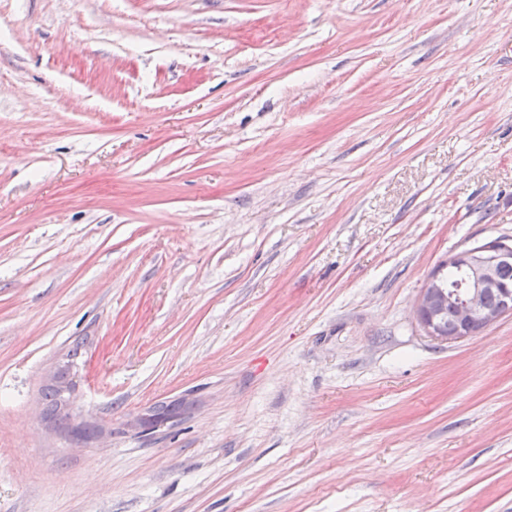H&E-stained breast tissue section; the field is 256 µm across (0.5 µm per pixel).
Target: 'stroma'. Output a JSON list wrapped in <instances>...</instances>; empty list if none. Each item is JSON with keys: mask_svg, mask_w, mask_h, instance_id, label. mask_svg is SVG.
Wrapping results in <instances>:
<instances>
[{"mask_svg": "<svg viewBox=\"0 0 512 512\" xmlns=\"http://www.w3.org/2000/svg\"><path fill=\"white\" fill-rule=\"evenodd\" d=\"M493 239L512 0H0V512H512ZM454 264L466 268L470 276V288L464 298L457 295L445 286L444 270L446 266L439 267L428 278L421 288L417 299L415 313L427 336L433 339L451 343L469 336L470 328L474 324H481L485 328L493 325L501 318L512 313V304L509 301L500 306L506 294L502 288L512 289V245L503 240H492L464 249L448 259L447 265ZM510 267H504V266ZM504 267L503 269H501ZM501 269L498 278V271ZM498 280L500 285L498 287ZM496 287V288H493ZM483 288L485 301H483ZM447 305L448 309L445 311ZM444 313L446 326L439 320ZM475 325L472 334L480 332L484 327ZM67 376H69V368H61L55 376L54 384H51L46 388V397L50 399L47 413L54 418L67 419L69 416V400L67 399V405L64 401V396L60 388V380H67ZM185 409V404L181 400L155 404L147 408L143 416L145 431H152L164 424L173 423L183 415Z\"/></svg>", "mask_w": 512, "mask_h": 512, "instance_id": "35a3bbf8", "label": "stroma"}]
</instances>
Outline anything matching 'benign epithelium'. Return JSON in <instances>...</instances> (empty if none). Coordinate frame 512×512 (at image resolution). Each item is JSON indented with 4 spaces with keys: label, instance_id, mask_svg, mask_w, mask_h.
Masks as SVG:
<instances>
[{
    "label": "benign epithelium",
    "instance_id": "1",
    "mask_svg": "<svg viewBox=\"0 0 512 512\" xmlns=\"http://www.w3.org/2000/svg\"><path fill=\"white\" fill-rule=\"evenodd\" d=\"M448 264L465 268L470 276V288L465 297L445 286V267H439L421 288L415 313L425 333L433 339L451 343L469 336L475 324L489 327L512 313V304L490 308L483 301V289L498 284V271L512 266V245L492 240L464 249L448 259ZM455 308V320L448 327L439 320L447 306Z\"/></svg>",
    "mask_w": 512,
    "mask_h": 512
}]
</instances>
